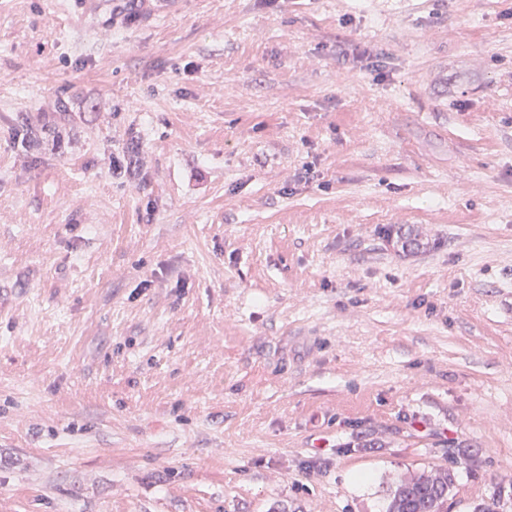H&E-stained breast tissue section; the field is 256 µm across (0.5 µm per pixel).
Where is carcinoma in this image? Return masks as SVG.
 I'll return each mask as SVG.
<instances>
[{"label": "carcinoma", "mask_w": 512, "mask_h": 512, "mask_svg": "<svg viewBox=\"0 0 512 512\" xmlns=\"http://www.w3.org/2000/svg\"><path fill=\"white\" fill-rule=\"evenodd\" d=\"M451 484L449 471L402 479L387 496L384 512H448Z\"/></svg>", "instance_id": "1"}]
</instances>
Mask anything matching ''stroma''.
<instances>
[{
	"instance_id": "obj_1",
	"label": "stroma",
	"mask_w": 512,
	"mask_h": 512,
	"mask_svg": "<svg viewBox=\"0 0 512 512\" xmlns=\"http://www.w3.org/2000/svg\"><path fill=\"white\" fill-rule=\"evenodd\" d=\"M509 290L512 0H0V512H512ZM452 476L448 470L400 480L387 496L384 512H448Z\"/></svg>"
}]
</instances>
